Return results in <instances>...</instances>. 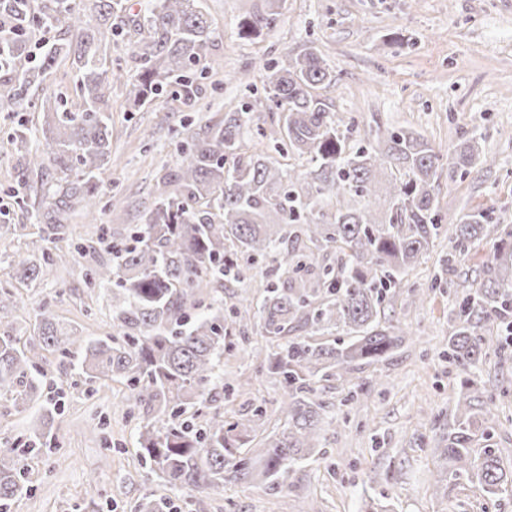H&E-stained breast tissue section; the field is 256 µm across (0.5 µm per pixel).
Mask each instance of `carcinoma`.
<instances>
[{"label":"carcinoma","mask_w":512,"mask_h":512,"mask_svg":"<svg viewBox=\"0 0 512 512\" xmlns=\"http://www.w3.org/2000/svg\"><path fill=\"white\" fill-rule=\"evenodd\" d=\"M0 0V30L11 35L0 70L12 79L0 82V112L22 111L24 93L50 79L61 60H71L78 75L75 93L82 109L49 110L41 102L45 143L30 160L25 133L10 150L17 155L21 185L33 192L39 237L51 242L65 229L67 215L79 204L93 213L100 198L99 171L107 164L112 134L105 90L123 82L125 73L103 54V43L128 27L141 36L137 62L140 80L133 85L134 107L180 79V91L194 93L191 67L206 61L214 29L201 0H150L147 15L126 14L123 0H98L94 13L80 0ZM271 11L241 23L244 35L277 25ZM64 22L78 33L76 42L59 39L31 66L29 37L38 29ZM271 70L266 100L278 113L272 156L251 148L248 113H224V120L188 134L178 167L157 177L154 208L143 231L125 241H103L112 260L95 268L89 283L117 287L115 319L122 332L112 342L81 346V369L90 379L123 380L147 422L141 427V455L155 475L171 485L198 491L224 483V473L246 481L258 476L275 489L294 467L318 447L322 382L348 385L364 364L390 358L408 333L386 318L385 307L398 295L407 273L420 264L437 240L448 238V271L454 262L492 240L494 249L482 263L479 287L456 298V320L448 331L446 356L468 375L455 401L453 423L441 448L442 464L434 479L466 483L493 497L512 489V469L492 448L476 450L490 436L494 420L489 395L478 383L486 356L482 330L512 331V226L491 217L494 208L441 223L434 183L443 166L456 172L479 159V141L471 137L453 148H435L411 129L388 130L376 141L354 147L353 131L341 127L328 111L321 91L336 88V69L314 49L288 53L265 65ZM54 172L53 182L29 185L31 167ZM82 254L42 253V261L18 253L15 277L36 280L43 268ZM264 266L252 302L232 306L231 323L258 319L264 343L243 338L244 349L279 379L281 427L248 450L263 424L266 408L249 416H226L215 410L198 425L186 413L208 395L232 403L249 393L250 381L224 384L219 363L237 350L224 317V280H254ZM211 289V314L190 319L198 291ZM38 342L19 346L20 337L0 336V391L17 406L41 391L33 372L43 352L65 357V346L49 305L39 312ZM342 331L348 340L334 339ZM55 410L29 430L26 441L0 443V512H7L24 492L25 456L40 452L52 430Z\"/></svg>","instance_id":"obj_1"}]
</instances>
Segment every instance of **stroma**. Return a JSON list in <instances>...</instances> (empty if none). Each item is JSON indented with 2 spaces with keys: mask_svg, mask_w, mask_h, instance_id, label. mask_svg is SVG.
<instances>
[{
  "mask_svg": "<svg viewBox=\"0 0 512 512\" xmlns=\"http://www.w3.org/2000/svg\"><path fill=\"white\" fill-rule=\"evenodd\" d=\"M204 6L215 28L207 57L221 67L201 80L195 101L167 92L132 108L128 85L139 74L136 39L125 34L104 45L129 79L108 94L112 137L100 175L106 194L121 198V208L99 204L91 219L74 212L65 233L44 242L18 194L14 159L0 155V224L10 226L0 235V284L18 296L16 304L0 309V319L12 323L14 335L37 338L45 304L62 335L86 341L117 335L111 291L88 283L90 270L106 258L99 237L144 225L156 177L176 168L187 132L244 103L252 126L274 128L264 64L285 53L313 48L335 67L339 80L327 103L338 122L353 124L355 140L411 128L447 150L463 135L476 134L495 162L464 175L443 171L434 190L439 213L450 224L491 205L503 223L512 224V0H280V23L251 39L239 35L238 23L263 14L269 0H205ZM240 74L249 75V85L237 82ZM76 243L86 251L69 264L46 268L32 282L10 278L15 252L67 251ZM492 248V242L482 243L457 260L447 283L442 276L450 245L437 241L406 277L412 286L435 283L434 292L418 307L398 296L386 311L412 340L388 360L354 372L350 386L320 390L326 405L320 445L326 453L299 464L288 485L274 491L257 482H233L200 493L160 480L141 458L142 415L130 411L124 382L87 379L77 357L46 352L47 378L38 399L19 408L0 392V438L26 437L44 407H57L55 449L29 459L25 479L33 491L16 499L10 512H89L92 478L100 512H132L149 494L165 499L166 512H366L380 506L388 512H512V492L489 498L463 483L433 490L440 439L459 387L443 356L456 316L454 297L479 286L481 264ZM487 336L480 375L498 418L490 444L512 468V346L495 330ZM247 378L268 409L263 427L272 430L279 423V384L258 374L247 353L225 356V383Z\"/></svg>",
  "mask_w": 512,
  "mask_h": 512,
  "instance_id": "obj_1",
  "label": "stroma"
}]
</instances>
